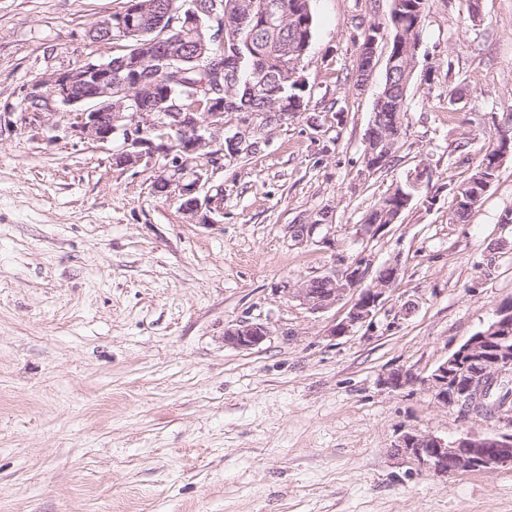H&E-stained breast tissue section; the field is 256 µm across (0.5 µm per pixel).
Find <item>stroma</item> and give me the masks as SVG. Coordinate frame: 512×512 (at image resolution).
<instances>
[{
  "label": "stroma",
  "mask_w": 512,
  "mask_h": 512,
  "mask_svg": "<svg viewBox=\"0 0 512 512\" xmlns=\"http://www.w3.org/2000/svg\"><path fill=\"white\" fill-rule=\"evenodd\" d=\"M125 0H0V512H512V467L442 481L401 432H486L437 404L428 376L512 300V155L482 206L456 186L512 124V0H430L399 149L369 172L365 137L390 39L357 88L364 32L391 0H311L307 105L260 150L224 162L209 221L114 166L119 142L36 117L34 84L121 45L87 32ZM458 101L449 104V90ZM470 138L466 152L455 145ZM397 223L361 226L418 168ZM332 216L304 240L291 227ZM362 262L400 276L372 324L331 336L284 288ZM266 323L258 348L224 329ZM417 376L394 390L390 372Z\"/></svg>",
  "instance_id": "35a3bbf8"
}]
</instances>
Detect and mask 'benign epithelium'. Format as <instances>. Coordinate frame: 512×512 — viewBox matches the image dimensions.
Returning a JSON list of instances; mask_svg holds the SVG:
<instances>
[{
	"label": "benign epithelium",
	"instance_id": "obj_1",
	"mask_svg": "<svg viewBox=\"0 0 512 512\" xmlns=\"http://www.w3.org/2000/svg\"><path fill=\"white\" fill-rule=\"evenodd\" d=\"M221 0H207L205 17H200V2L193 0L186 11H177L166 31L173 27L195 25L206 30L210 42L224 49V41H238L235 25L224 19ZM142 10L138 0H130L128 9L109 19V40H126L139 29ZM157 55L169 61L179 59L181 48L174 39L160 37L152 41ZM417 48L408 44L403 29H398L395 45L386 65V88L378 99L396 95L394 75L408 72L416 65ZM264 53L252 50L253 75L263 92L268 90L261 63ZM204 100H195L193 110L182 105V95L172 87L163 88L141 75L130 73L125 80L112 82V61L85 59L54 71L34 85L29 99L34 102H58L76 108L70 133L82 140L105 144L116 138L122 149L113 155L115 166L141 168L154 173L156 183L175 189L181 211L196 218L211 207L206 191L211 174L224 169V160L258 151L266 142L268 127L283 124L304 111V101L295 96L274 101V112L258 122L253 116L224 110V85L198 88ZM120 111H112V99ZM380 107L373 115L366 136V168L375 171L384 166L393 151V143L380 136ZM197 157L201 164L189 171L182 168V154ZM400 274L399 265L389 263L370 284L360 264L344 269L330 268L318 275L327 287H310L312 280L301 281L286 289L287 296L311 313L327 311L347 301L346 316L334 325L330 335L345 336L357 326L373 320L389 299ZM270 336L269 327L257 321H240L224 330V342L234 348L251 350ZM419 382L443 407H455L464 419L480 418L489 423L483 435L464 433L448 440L433 433L410 430L401 433L394 445L397 452L417 462L419 467L439 479L463 473L512 466V395L504 399L501 389L512 387V303H502L495 318L471 336L427 377L418 378L407 371H394L385 383L393 389Z\"/></svg>",
	"mask_w": 512,
	"mask_h": 512
}]
</instances>
